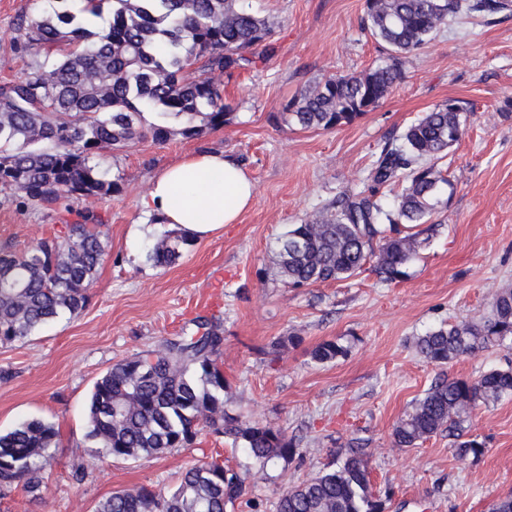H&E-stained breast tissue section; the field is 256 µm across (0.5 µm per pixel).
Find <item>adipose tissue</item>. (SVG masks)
I'll use <instances>...</instances> for the list:
<instances>
[{"label": "adipose tissue", "instance_id": "adipose-tissue-1", "mask_svg": "<svg viewBox=\"0 0 512 512\" xmlns=\"http://www.w3.org/2000/svg\"><path fill=\"white\" fill-rule=\"evenodd\" d=\"M246 169L220 151L195 152L152 180L143 201L148 216L200 240L236 223L254 201Z\"/></svg>", "mask_w": 512, "mask_h": 512}]
</instances>
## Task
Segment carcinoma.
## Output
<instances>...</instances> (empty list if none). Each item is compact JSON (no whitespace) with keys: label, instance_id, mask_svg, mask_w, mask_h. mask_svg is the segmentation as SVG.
Returning a JSON list of instances; mask_svg holds the SVG:
<instances>
[{"label":"carcinoma","instance_id":"carcinoma-1","mask_svg":"<svg viewBox=\"0 0 512 512\" xmlns=\"http://www.w3.org/2000/svg\"><path fill=\"white\" fill-rule=\"evenodd\" d=\"M49 9H23L16 30L32 55L26 72L0 84V205L70 212L69 201L121 191L122 177L107 180L101 152L122 151L151 140L198 138L224 127L231 106L213 76L231 77L256 63L273 23L236 6V0H48ZM112 5V20L97 26ZM512 11V0H366L362 30L387 46V61L357 74L316 81L283 108L285 121L302 129H333L378 107L403 78L407 55L452 22L487 20ZM45 56H40V52ZM205 76H188L194 65ZM158 120L146 123L144 113ZM463 107L454 98L425 113L394 147L382 148L361 190L320 206L291 224L275 244L278 274L289 287L343 281L372 271L393 283L407 276L419 247L414 226L428 221L441 186L449 184L442 161L465 135ZM180 119L174 128L168 118ZM402 185L393 201L380 189ZM64 222L65 231L38 239L23 251L0 246V345H12L65 316L79 317L89 300L109 246L107 225L93 210ZM194 244L167 232L149 248L156 267L175 264ZM178 340L121 359L98 379L90 397L87 438L101 459L136 460L186 448L208 430L231 439L256 470L241 475L217 461L186 468L167 492L136 486L112 493L97 512H227L245 483L288 463L299 443L284 430L247 422L224 410L227 383L219 361L221 319L192 320ZM428 362L452 360L492 347L512 346V288L498 291L489 315L441 325L416 337ZM348 347L326 340L311 352L331 363ZM512 396V364L474 378L435 382L395 424L396 448H415L446 432L460 457L483 455L464 424L481 404ZM59 445L51 423L32 419L0 433V489L22 485L36 496L47 490L40 472ZM275 512H384L361 447L334 467L288 488Z\"/></svg>","mask_w":512,"mask_h":512}]
</instances>
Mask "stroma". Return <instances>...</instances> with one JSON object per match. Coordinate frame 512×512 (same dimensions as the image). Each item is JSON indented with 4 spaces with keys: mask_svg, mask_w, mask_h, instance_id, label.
<instances>
[{
    "mask_svg": "<svg viewBox=\"0 0 512 512\" xmlns=\"http://www.w3.org/2000/svg\"><path fill=\"white\" fill-rule=\"evenodd\" d=\"M242 4L274 20V52L225 81L229 122L196 139L105 153L102 166L108 178L122 176V191L73 203L108 226L110 248L87 308L0 345V431L39 419L60 434L43 471L44 497L12 487L0 492V512H95L121 489L169 490L201 460L249 467L227 438L207 431L159 457L103 463L86 437L97 378L212 313L223 322L226 409L282 428L300 448L299 457L252 480L233 512H275L283 491L356 445L368 452L376 492L388 495L384 512H488L512 496V396L473 412L466 431L485 445L477 458L457 457L444 433L401 449L391 432L435 381L512 363V348L496 347L437 366L414 347L429 329L485 315L496 291L512 288V15L441 29L407 58L401 83L375 110L325 131L288 125L283 107L314 81L386 60L381 44L361 31L365 0ZM24 6L37 11L45 2L0 0V81L21 76L30 60L15 29ZM450 98L460 101L468 133L448 154L451 185L432 217L437 229L424 232L406 278L386 284L365 271L286 287L275 266L277 237L342 192L361 189L384 144ZM204 149L243 162L256 183L254 203L177 264L154 267L147 250L167 227L131 235L144 219L141 201L159 171ZM57 229V218L43 212L0 207V244L22 250ZM291 335L300 344L276 350ZM331 339L348 346L347 356L315 363L312 350Z\"/></svg>",
    "mask_w": 512,
    "mask_h": 512,
    "instance_id": "1",
    "label": "stroma"
}]
</instances>
